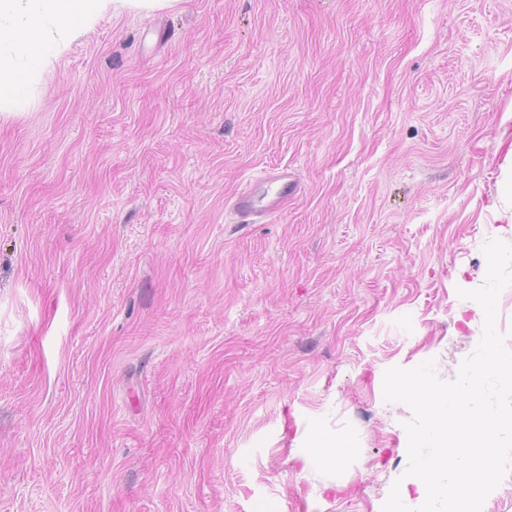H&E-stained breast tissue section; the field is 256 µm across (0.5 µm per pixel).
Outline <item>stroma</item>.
<instances>
[{"mask_svg": "<svg viewBox=\"0 0 512 512\" xmlns=\"http://www.w3.org/2000/svg\"><path fill=\"white\" fill-rule=\"evenodd\" d=\"M510 182L512 0L102 16L0 115V512H382L384 374L475 349ZM278 183V189L273 195L265 193V202L262 206L256 205V193L263 186L264 182ZM299 186L294 180L288 168L278 172H270L256 179L244 191L240 192L234 198L232 211L242 224H255L259 220L278 213L284 204L288 201V195H296ZM313 442L312 460L327 466H336L340 458L353 455L357 451V448H352L351 441L349 448H337L336 438L332 439L320 433L315 434Z\"/></svg>", "mask_w": 512, "mask_h": 512, "instance_id": "35a3bbf8", "label": "stroma"}]
</instances>
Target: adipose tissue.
Segmentation results:
<instances>
[{
    "instance_id": "1",
    "label": "adipose tissue",
    "mask_w": 512,
    "mask_h": 512,
    "mask_svg": "<svg viewBox=\"0 0 512 512\" xmlns=\"http://www.w3.org/2000/svg\"><path fill=\"white\" fill-rule=\"evenodd\" d=\"M167 0H0V112L12 111L22 85L35 84L77 31L106 13L154 10Z\"/></svg>"
}]
</instances>
